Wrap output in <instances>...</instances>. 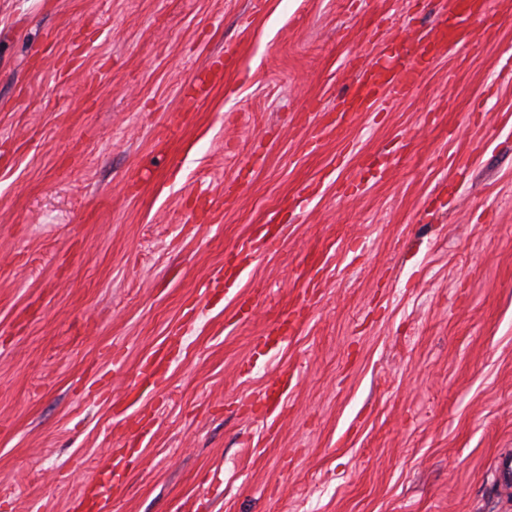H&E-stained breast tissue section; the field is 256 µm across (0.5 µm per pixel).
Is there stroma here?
<instances>
[{
  "label": "stroma",
  "mask_w": 512,
  "mask_h": 512,
  "mask_svg": "<svg viewBox=\"0 0 512 512\" xmlns=\"http://www.w3.org/2000/svg\"><path fill=\"white\" fill-rule=\"evenodd\" d=\"M489 2L493 37L312 153L358 63L425 44L445 0H0V512H70L121 402L151 432L103 512H512V0ZM264 229L280 250L225 287ZM170 365L171 359L167 350L156 349L153 351L141 363L138 375L139 387L145 392L155 390L170 370ZM291 381V375H288V372H283L274 376L267 384L263 403L266 411H269L270 414L283 408L284 396L288 392Z\"/></svg>",
  "instance_id": "obj_1"
}]
</instances>
